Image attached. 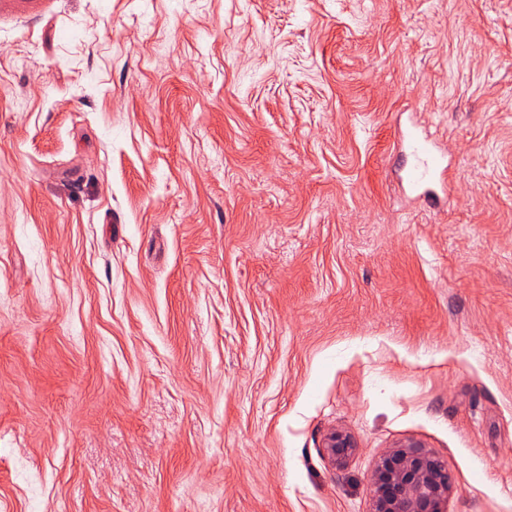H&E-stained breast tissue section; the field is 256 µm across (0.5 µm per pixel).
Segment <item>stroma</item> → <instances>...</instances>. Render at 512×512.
<instances>
[{
  "label": "stroma",
  "instance_id": "35a3bbf8",
  "mask_svg": "<svg viewBox=\"0 0 512 512\" xmlns=\"http://www.w3.org/2000/svg\"><path fill=\"white\" fill-rule=\"evenodd\" d=\"M408 441L512 512V0H0V512H370ZM408 138L416 162L407 170V183L412 190L418 192L421 203L434 206L439 196L431 185L437 182L444 184L448 178L447 168L442 166L444 153L428 135L421 137L412 131ZM327 452L336 459L337 463L343 462L353 450L350 438L340 431L332 432L326 439Z\"/></svg>",
  "mask_w": 512,
  "mask_h": 512
}]
</instances>
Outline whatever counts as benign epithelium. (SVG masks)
Instances as JSON below:
<instances>
[{"label":"benign epithelium","mask_w":512,"mask_h":512,"mask_svg":"<svg viewBox=\"0 0 512 512\" xmlns=\"http://www.w3.org/2000/svg\"><path fill=\"white\" fill-rule=\"evenodd\" d=\"M327 452L343 462L353 450L350 438L331 433ZM371 512H446L444 506L454 488L448 464L416 442L388 449L371 475Z\"/></svg>","instance_id":"obj_1"}]
</instances>
